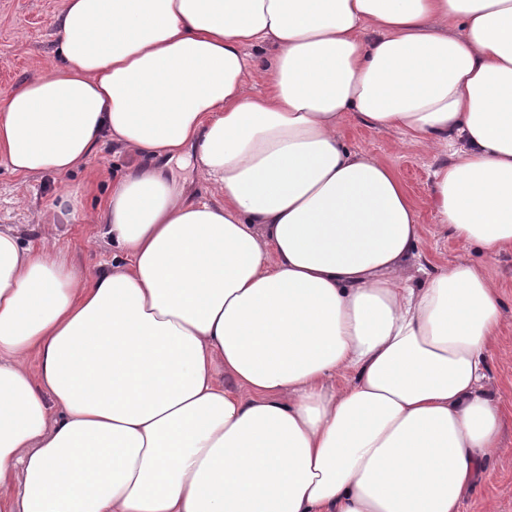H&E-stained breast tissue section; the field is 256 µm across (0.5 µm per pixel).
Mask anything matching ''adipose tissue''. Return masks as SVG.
Wrapping results in <instances>:
<instances>
[{
    "label": "adipose tissue",
    "instance_id": "ef3b65f1",
    "mask_svg": "<svg viewBox=\"0 0 512 512\" xmlns=\"http://www.w3.org/2000/svg\"><path fill=\"white\" fill-rule=\"evenodd\" d=\"M56 35L0 155L140 162L108 271L0 229V512H460L498 448V288L424 264L404 185L338 130L445 155L435 223L512 248V0H66ZM187 154L220 201L166 176Z\"/></svg>",
    "mask_w": 512,
    "mask_h": 512
}]
</instances>
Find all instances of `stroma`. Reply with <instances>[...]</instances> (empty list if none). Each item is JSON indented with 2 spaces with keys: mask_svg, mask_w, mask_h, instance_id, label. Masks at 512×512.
Returning <instances> with one entry per match:
<instances>
[{
  "mask_svg": "<svg viewBox=\"0 0 512 512\" xmlns=\"http://www.w3.org/2000/svg\"><path fill=\"white\" fill-rule=\"evenodd\" d=\"M64 7L65 0H0V109L16 86L36 72L53 69L54 19ZM339 133L351 148L384 158L405 185L425 226L418 246L423 259L435 267L468 260L483 266L501 288L502 326L487 355V387L501 404L500 444L465 496L462 512H512V251L494 256L475 248L465 251L437 234L430 206L436 155L419 145H402L397 131L370 128L352 117ZM138 162L108 142L69 174L24 177L0 157V226L14 228L35 247L44 239L54 240L67 264L85 274L108 270L116 250L96 216L113 184ZM166 173L190 199L217 200L195 158L173 159Z\"/></svg>",
  "mask_w": 512,
  "mask_h": 512,
  "instance_id": "stroma-1",
  "label": "stroma"
}]
</instances>
